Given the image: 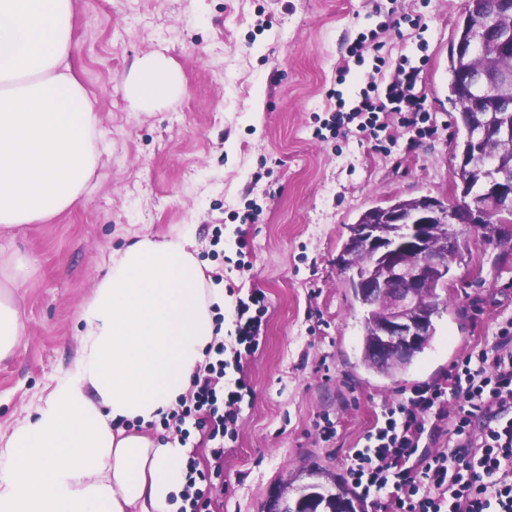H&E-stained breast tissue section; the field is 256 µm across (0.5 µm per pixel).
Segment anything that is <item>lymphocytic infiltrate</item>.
<instances>
[{
	"instance_id": "obj_1",
	"label": "lymphocytic infiltrate",
	"mask_w": 512,
	"mask_h": 512,
	"mask_svg": "<svg viewBox=\"0 0 512 512\" xmlns=\"http://www.w3.org/2000/svg\"><path fill=\"white\" fill-rule=\"evenodd\" d=\"M379 33H359L348 53L376 54V71H388L384 84H371L348 110L337 109L334 130L356 127L377 136L379 117L396 113L406 126L429 122L426 97L417 91L420 66L408 56H382ZM265 296L253 291L235 304L233 346L212 345L203 372L193 379V407L176 415L185 422L192 411L209 410L212 437H234L244 398L251 386L236 378L221 385L228 368L260 346ZM382 422L351 449L347 479L357 492L383 512H512V318L499 321L491 336L470 347L450 368L445 382L424 383L408 395L384 403ZM448 422V447L430 450L428 426Z\"/></svg>"
}]
</instances>
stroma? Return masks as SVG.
<instances>
[{
    "mask_svg": "<svg viewBox=\"0 0 512 512\" xmlns=\"http://www.w3.org/2000/svg\"><path fill=\"white\" fill-rule=\"evenodd\" d=\"M465 0H74L73 71L97 116L93 191L48 220L0 233L26 268L13 290L24 324L0 361V453L73 373L81 313L112 255L148 236H187L236 296H266L261 343L242 361L253 394L216 463L208 429L187 418L189 456L210 512H262L301 466L345 475L348 452L400 391L443 379L465 347L512 315V243L458 225L471 259L457 269L431 345L397 381L361 366V304L336 263L346 227L394 198L454 192L448 48ZM384 28L386 56L425 58L418 87L430 134L388 120L379 150L325 125L354 105L373 52L347 56L359 32ZM426 51H419V43ZM163 57L182 90L143 108L135 63ZM246 239V251L236 242ZM330 417L323 439L316 424Z\"/></svg>",
    "mask_w": 512,
    "mask_h": 512,
    "instance_id": "stroma-1",
    "label": "stroma"
}]
</instances>
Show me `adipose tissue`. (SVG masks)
I'll return each mask as SVG.
<instances>
[{"instance_id": "obj_1", "label": "adipose tissue", "mask_w": 512, "mask_h": 512, "mask_svg": "<svg viewBox=\"0 0 512 512\" xmlns=\"http://www.w3.org/2000/svg\"><path fill=\"white\" fill-rule=\"evenodd\" d=\"M72 0H0V228L56 216L86 190L97 118L70 62ZM163 58L139 61L129 95L149 106L179 94ZM0 291V360L22 333L12 289ZM226 299L186 239L129 244L112 257L83 310L75 372L18 427L0 466V512H176L185 448L127 432L171 413L220 338Z\"/></svg>"}]
</instances>
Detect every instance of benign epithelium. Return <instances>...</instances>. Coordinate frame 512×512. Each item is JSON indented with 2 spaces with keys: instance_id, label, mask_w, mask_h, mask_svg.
I'll return each instance as SVG.
<instances>
[{
  "instance_id": "1",
  "label": "benign epithelium",
  "mask_w": 512,
  "mask_h": 512,
  "mask_svg": "<svg viewBox=\"0 0 512 512\" xmlns=\"http://www.w3.org/2000/svg\"><path fill=\"white\" fill-rule=\"evenodd\" d=\"M493 18L474 28L467 39L455 43V52L469 56L475 54L482 40L495 32ZM512 83V73H467L461 77L465 90L482 96L497 94L498 89ZM489 151H476L458 155L457 167L470 168L485 165ZM485 202L471 207V223L480 224L486 207L512 209V173L502 171L484 191ZM454 205L446 198L422 196L419 207L404 212L387 206L380 212V223L391 225L383 233L377 225L365 227L351 242L350 248L365 251L374 263L384 267L382 277H356L361 297L369 303L380 299L388 302L389 311L378 328V340L372 348L376 359L390 354L409 356L427 339L429 314L421 307V298L430 287L432 273L441 267L442 253L430 242L433 225L452 220ZM321 491L313 485L305 486L300 494L282 507L284 512H313L320 501Z\"/></svg>"
}]
</instances>
